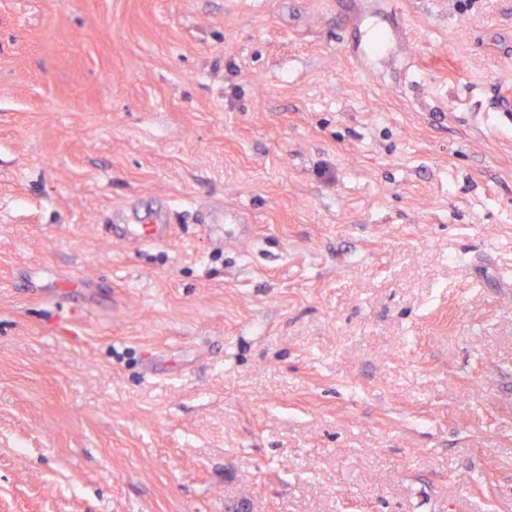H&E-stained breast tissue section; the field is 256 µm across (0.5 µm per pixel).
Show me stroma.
Here are the masks:
<instances>
[{"label":"stroma","mask_w":512,"mask_h":512,"mask_svg":"<svg viewBox=\"0 0 512 512\" xmlns=\"http://www.w3.org/2000/svg\"><path fill=\"white\" fill-rule=\"evenodd\" d=\"M377 2L0 0V512H512V0ZM398 37L399 34L393 25L382 26L374 38L369 40L365 35L360 43L361 55L365 60H376L390 50ZM171 211L161 206L137 224H107L114 242L133 241L139 246L162 245L174 235L176 224H171ZM205 220L206 219L203 220V224H210L213 233H222L224 228L225 235L228 234L231 229L242 237H249L253 234L251 224H246L247 221L239 214L224 210L223 208L213 210L208 217V221L206 222Z\"/></svg>","instance_id":"35a3bbf8"}]
</instances>
